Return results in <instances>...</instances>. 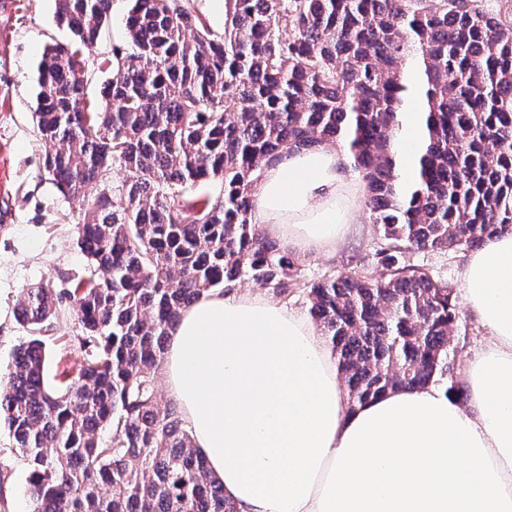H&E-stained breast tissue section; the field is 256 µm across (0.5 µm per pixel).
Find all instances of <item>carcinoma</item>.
<instances>
[{
	"label": "carcinoma",
	"instance_id": "carcinoma-1",
	"mask_svg": "<svg viewBox=\"0 0 512 512\" xmlns=\"http://www.w3.org/2000/svg\"><path fill=\"white\" fill-rule=\"evenodd\" d=\"M127 2L128 42L99 58L119 67L94 98L87 52L112 0H58L72 38L44 50L33 118L47 180L88 202L77 245L90 276L61 295L28 288L18 318L40 330L68 300L81 359L61 353L53 387L43 340L22 343L0 419L32 468V512H238L157 395L169 330L217 288H304L350 408L443 381L465 399L456 290L406 255L512 229V14L484 0H224L215 30L194 0ZM324 146L366 181L379 242L374 272L308 284L251 195L281 153Z\"/></svg>",
	"mask_w": 512,
	"mask_h": 512
}]
</instances>
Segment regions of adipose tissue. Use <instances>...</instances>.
I'll return each mask as SVG.
<instances>
[{
	"instance_id": "adipose-tissue-1",
	"label": "adipose tissue",
	"mask_w": 512,
	"mask_h": 512,
	"mask_svg": "<svg viewBox=\"0 0 512 512\" xmlns=\"http://www.w3.org/2000/svg\"><path fill=\"white\" fill-rule=\"evenodd\" d=\"M335 148L292 150L252 195L266 235L334 252L357 210ZM465 297L488 332L463 382L349 408L304 313L216 290L182 311L164 374L194 448L239 512H512V231L471 255Z\"/></svg>"
}]
</instances>
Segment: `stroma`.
<instances>
[{"instance_id": "stroma-1", "label": "stroma", "mask_w": 512, "mask_h": 512, "mask_svg": "<svg viewBox=\"0 0 512 512\" xmlns=\"http://www.w3.org/2000/svg\"><path fill=\"white\" fill-rule=\"evenodd\" d=\"M56 0H13L0 14V141L8 143L10 181L0 193V375L6 373L13 354L31 334L17 320L16 307L27 288L49 284L65 291L72 279L86 276L87 259L76 244V225L85 204L62 197L43 175L45 144L32 115L37 108L39 63L49 43L69 41L70 32L56 22ZM377 228L366 208H359L346 238L334 253L301 257L307 282L325 276L360 271L361 259L371 257ZM469 250L415 253L412 263L463 289L461 272ZM461 318L453 362L456 378L486 348L488 335L477 316L459 303ZM80 332L68 310H61L41 338L52 358L48 376H55V356L68 352L79 360L73 342ZM30 466L15 449L6 424L0 423V512H28Z\"/></svg>"}]
</instances>
